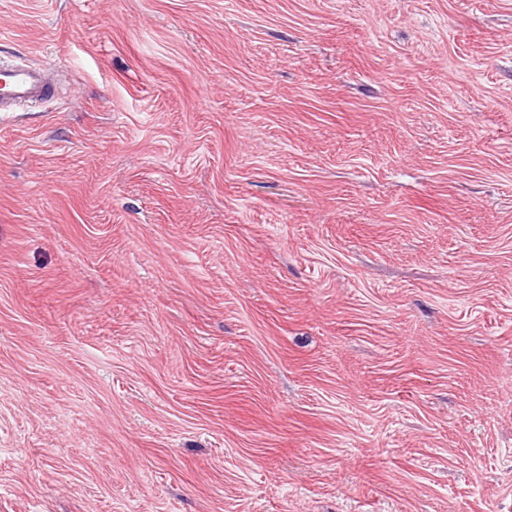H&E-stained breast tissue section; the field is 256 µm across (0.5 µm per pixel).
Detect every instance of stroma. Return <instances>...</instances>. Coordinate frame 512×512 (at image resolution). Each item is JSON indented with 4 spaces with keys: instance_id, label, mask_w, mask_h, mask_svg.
<instances>
[{
    "instance_id": "1",
    "label": "stroma",
    "mask_w": 512,
    "mask_h": 512,
    "mask_svg": "<svg viewBox=\"0 0 512 512\" xmlns=\"http://www.w3.org/2000/svg\"><path fill=\"white\" fill-rule=\"evenodd\" d=\"M0 512H512V0H0ZM59 97L52 67L0 60V112Z\"/></svg>"
}]
</instances>
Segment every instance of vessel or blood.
Listing matches in <instances>:
<instances>
[{"label":"vessel or blood","instance_id":"1","mask_svg":"<svg viewBox=\"0 0 512 512\" xmlns=\"http://www.w3.org/2000/svg\"><path fill=\"white\" fill-rule=\"evenodd\" d=\"M58 97V84L52 67L0 60V112Z\"/></svg>","mask_w":512,"mask_h":512}]
</instances>
